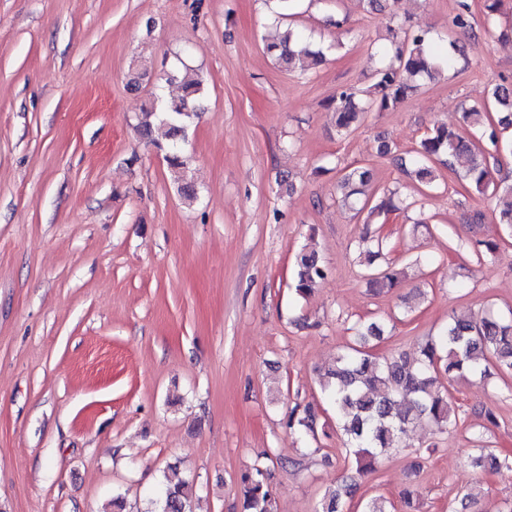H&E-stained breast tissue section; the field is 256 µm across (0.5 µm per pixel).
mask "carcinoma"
<instances>
[{"instance_id": "carcinoma-1", "label": "carcinoma", "mask_w": 512, "mask_h": 512, "mask_svg": "<svg viewBox=\"0 0 512 512\" xmlns=\"http://www.w3.org/2000/svg\"><path fill=\"white\" fill-rule=\"evenodd\" d=\"M275 24L295 15L298 0H276ZM451 50L441 49L440 43L427 30L403 31L396 44L393 58L381 65L375 81L365 90L347 88L336 94L331 103L336 113V126L347 131L359 113L394 111L416 90L420 77L435 78L455 63L456 58H468L473 47L453 41ZM266 52L286 71L309 70L324 60L321 49H311L308 34L288 24L267 36ZM180 80L184 94L174 100L159 96L141 108L139 129L151 136L153 122L167 127L169 142L157 145L164 154L180 193L188 202L197 200L196 189L188 174V163L183 156L181 142L187 127L201 111L203 83L189 68L174 69L165 80ZM494 107L504 117L500 125H512V84L496 85L490 94ZM485 108L471 107L463 112L464 123L474 129L485 130L492 151L512 153V139L504 138L496 129L486 127ZM466 160L464 178L479 194L502 190L495 213L496 223L512 229V185L504 188L496 182L488 166L485 151L477 150L458 132L445 126H436L424 135L408 160L407 172L421 184L433 182V164L442 160L448 167ZM370 172L357 168L344 173L338 186L344 191V201L360 204L358 212L366 213L365 223L375 221L395 209L391 195L369 193ZM382 244L377 250L365 251L366 279L381 288H393L402 272L392 266L375 264ZM295 291L301 296L327 277L326 268L313 251H301L295 258ZM353 340L336 357L322 377L321 388L331 408L336 425L344 436L346 453L354 459L356 471L366 473L375 469L380 457L399 448L403 434L417 426H429L437 433L455 427L459 413L452 402L448 387L442 382L467 375L485 377L489 365L512 374V317L502 318L493 312L480 317L461 313L450 318L444 331L422 343L414 356H380L369 349L370 343L383 339L385 327L377 321L359 322L354 327ZM288 428L317 439V418L312 407L295 406L288 414ZM272 460L264 452L261 458L240 476L243 512H274L275 490L273 475L266 462ZM476 468L501 472L512 471V459L492 452L472 457ZM357 493V485L344 483L326 492L316 512H348ZM155 512H194L193 485L180 476L177 468H170L161 483ZM362 512H396L393 501L383 495L371 497L362 505Z\"/></svg>"}]
</instances>
